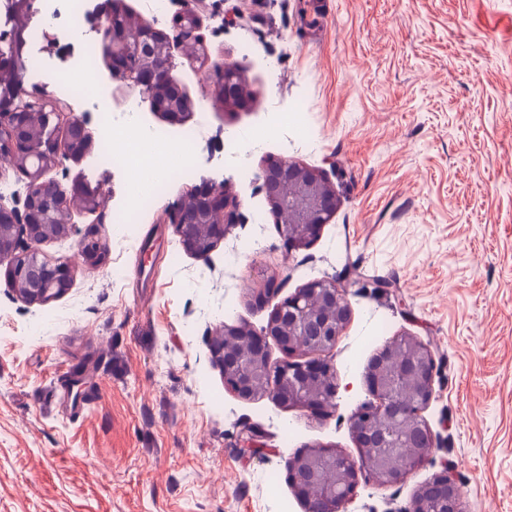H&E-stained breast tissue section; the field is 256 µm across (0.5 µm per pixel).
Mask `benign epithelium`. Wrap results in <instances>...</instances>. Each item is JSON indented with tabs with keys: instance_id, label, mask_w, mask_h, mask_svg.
<instances>
[{
	"instance_id": "1",
	"label": "benign epithelium",
	"mask_w": 512,
	"mask_h": 512,
	"mask_svg": "<svg viewBox=\"0 0 512 512\" xmlns=\"http://www.w3.org/2000/svg\"><path fill=\"white\" fill-rule=\"evenodd\" d=\"M114 23L99 25L101 39L112 44V59L119 58L124 44L135 39L155 61L131 70L112 65V75L138 88L153 107L172 99L166 118L177 123L190 110V100L170 76L171 44L164 32L143 18L128 17L121 0H110ZM200 17L188 9L179 19L180 43L187 58L204 67L208 55L197 35ZM10 68L21 73L25 38L20 27L9 35ZM238 66H224V81L216 100L226 106L240 103ZM93 137L83 117L74 113L67 120V137L57 144L34 134L29 114L22 106L0 110V164L21 170L26 179L22 208L9 207L0 195V265L7 266L16 294L31 304H44L64 294L71 283V267L41 257L38 246L71 232L75 209L102 206L98 190L89 184L71 187L46 178V173L64 160L77 162L92 150ZM271 213L276 219L284 247L292 252L311 245L322 225L333 215L336 193L320 171L286 160L266 163L261 175ZM172 216L175 233L190 253L208 258L240 219L239 203L224 188L209 190L205 197L191 195ZM96 239L80 242L81 256L96 264L103 256ZM351 317L347 289L334 280H317L274 305L267 325L256 333L244 325L224 324L211 341V354L224 371V389L242 399L264 394L284 408L321 414L336 404L338 388L333 353ZM317 329L315 342L306 349L311 358L271 364L269 342L290 355L302 348L308 326ZM237 336L243 350L227 349L220 337ZM408 366L415 383L403 388L397 373ZM438 364L428 344L410 333L393 337L370 359L366 381L372 400L350 417V429L358 455L317 446L285 458L288 479L304 512H345L361 482L391 488L406 482L425 466L436 437L424 416L433 397ZM462 491L449 468L435 473L416 491L410 512H462Z\"/></svg>"
}]
</instances>
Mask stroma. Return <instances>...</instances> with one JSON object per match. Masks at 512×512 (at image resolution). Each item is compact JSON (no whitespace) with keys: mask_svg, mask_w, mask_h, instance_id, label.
<instances>
[{"mask_svg":"<svg viewBox=\"0 0 512 512\" xmlns=\"http://www.w3.org/2000/svg\"><path fill=\"white\" fill-rule=\"evenodd\" d=\"M133 15L177 36L196 10L205 68L172 51L171 74L192 107L169 123L99 61L94 80L118 131L198 126L189 179L171 180L134 223L128 171L99 149L49 178L101 187L105 202L73 211L70 236L40 245L75 262L69 289L45 304L13 290L0 266V512H303L285 457L325 446L353 455L349 419L370 401V357L390 338L430 345L440 375L424 413L437 436L428 465L401 485L361 484L346 512H409L414 492L454 464L464 512H512V0H169ZM47 30L33 51L29 101L56 98L62 42L96 29ZM242 67L245 104H216V66ZM246 137L236 158L227 144ZM319 169L337 208L308 248L287 252L261 189L268 160ZM226 186L241 222L203 261L185 251L172 214L188 192ZM390 281L349 289L351 320L336 348V407L323 417L268 396L225 391L210 340L221 323L261 331L278 298L348 268ZM101 355L95 403L71 409L66 385ZM262 450H244L247 429Z\"/></svg>","mask_w":512,"mask_h":512,"instance_id":"35a3bbf8","label":"stroma"}]
</instances>
